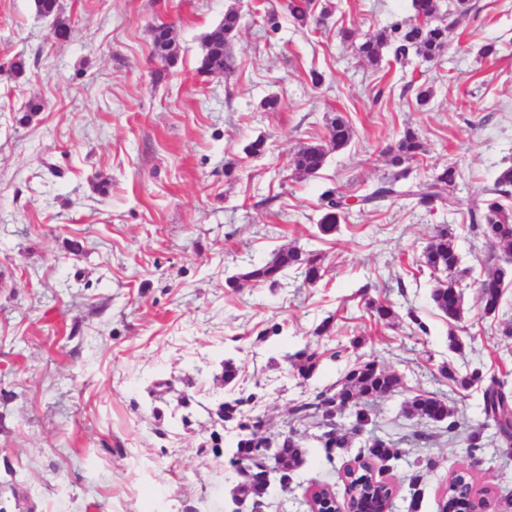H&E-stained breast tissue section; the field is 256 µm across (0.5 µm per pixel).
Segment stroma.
<instances>
[{
    "label": "stroma",
    "instance_id": "35a3bbf8",
    "mask_svg": "<svg viewBox=\"0 0 512 512\" xmlns=\"http://www.w3.org/2000/svg\"><path fill=\"white\" fill-rule=\"evenodd\" d=\"M285 2L59 0L71 36L58 41L34 0H0V512H229L245 479L230 463L241 432L218 407L242 393L263 436L293 428L307 448L281 507L264 512H307L320 484L344 499L340 475L356 448L326 462L318 420L290 410L367 360L402 382L371 404L376 435L406 454L375 464L396 487L391 512H413L407 463L418 457L432 466L414 512H440L463 467L490 488L489 512H512V453L492 430L472 450L403 408L427 392L472 430L485 379L512 384V335L502 315L484 314L477 288L512 256L471 230L466 210L430 213L402 199L318 230L321 193L357 196L389 174L383 151L409 127L426 145L414 177L453 163L455 195L483 198L512 161V0H471L439 60L413 56L386 73L339 30L376 33L409 17L411 0H329L313 33L286 21L270 29L266 11ZM230 9L241 18L235 68L197 75L202 37ZM160 23L175 40L167 68L153 57ZM490 43L497 53L483 57ZM20 55L28 67L18 77L10 64ZM422 85L433 93L424 106ZM271 97L277 107L264 108ZM32 100L44 109L21 123ZM333 112L349 120L350 144L329 152L318 177L294 179L292 156L325 139ZM260 137L265 153L247 155ZM436 224L449 226L460 259L453 329L416 265ZM291 246L323 253L320 282L290 273L275 287H227L248 261ZM374 301L393 303L395 325L376 321ZM308 345L320 365L306 380L282 354ZM228 358L238 371L230 385ZM444 365L483 380L461 389Z\"/></svg>",
    "mask_w": 512,
    "mask_h": 512
}]
</instances>
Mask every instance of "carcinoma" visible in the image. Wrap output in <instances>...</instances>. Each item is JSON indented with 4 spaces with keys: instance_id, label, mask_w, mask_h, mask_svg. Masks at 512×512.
<instances>
[{
    "instance_id": "1",
    "label": "carcinoma",
    "mask_w": 512,
    "mask_h": 512,
    "mask_svg": "<svg viewBox=\"0 0 512 512\" xmlns=\"http://www.w3.org/2000/svg\"><path fill=\"white\" fill-rule=\"evenodd\" d=\"M312 0H288V20L294 26L304 29L311 25L319 26L322 19L328 16V7L321 10V18H315L311 13ZM414 15L407 19L395 20L383 28L377 35L366 38L359 45L360 54L373 66L381 65L382 49H391L397 62H404L414 54L425 61L441 57L448 44V28L456 26L467 18L472 6L470 0H454L453 9L448 13L451 22L439 17L438 0H412ZM240 18L236 11L224 13V20L207 31L202 38V53L197 66L200 75H218L235 66V58L230 45L239 30ZM171 29L166 24H160L153 30V46L157 52L154 57L163 63H170L174 56ZM328 140L326 144H308L297 151L291 159V168L295 178L309 180L322 170L329 150L340 151L351 141L353 130L343 115L336 113L328 119ZM425 152V146L418 133L407 129L402 136L384 152L386 163L393 168L392 175L386 177L364 194L357 196V207L378 208L385 201L400 198L410 199L429 210L436 206L444 209L458 210L462 200L450 193L455 187L459 171L454 166H445L427 180L410 178V164ZM512 198V165L498 169L492 187L485 191L479 203L467 206L469 223L483 237L499 247L505 253L512 255V207L505 200ZM346 196L336 189H328L320 196L323 215L318 224L319 231L330 234L338 230L341 220L348 215ZM459 256L451 242V232L448 225L437 224L430 232L426 245L418 258V266L426 268L433 277L430 299L434 306L448 317L450 346L454 349L461 347L460 340L452 330L457 327L463 317L461 284L458 277ZM293 270L303 281L314 285L321 278L322 256L316 250H301L296 248L283 249L273 254L271 259L262 263H251L240 272L228 277L230 288H239L246 283L253 285L280 283L286 271ZM512 278V270L503 267L488 269L481 280L480 302L488 314H496L501 307V288L504 282ZM282 359L304 379L310 378L319 363L318 351L308 346L293 353L286 352ZM441 374L449 380L467 387L482 378V374L473 371L463 377L447 367L441 368ZM401 388V378L376 361L358 362L353 364L338 383L336 391L329 389L319 392L314 399L302 401L293 409L295 418L301 420L319 413L326 406L335 402L347 407L352 418L351 428L345 431H328L319 436L325 459L333 463L332 450L347 448L353 435L364 429L372 421L370 401L375 398L389 396ZM405 411L412 417L421 420L433 418L438 422H447L448 433L456 432L458 425L454 420V410L443 400L429 395L416 394L405 401ZM482 413L484 422L481 426L467 433L465 442L469 448L481 447L483 430L492 427L506 447H512V391L506 390V382L496 378L484 391ZM262 420L255 418L252 422L240 423L243 437L237 444V455L260 465L263 450L267 447L268 438L261 433ZM358 457L378 459L381 461L400 460L403 452L395 447L393 441L376 438L366 441L359 447ZM306 448L295 438V431L283 437L279 443V475L276 482L254 483L246 480L238 489L254 498H264L271 495L276 488L282 490L294 482L296 472L304 464ZM412 472L408 475L411 490L410 508L419 506V486L424 473L420 461L409 464ZM463 492L451 488L446 502L447 512H469L474 503L466 500L465 491L469 486L462 485ZM362 490L374 497L378 506H388V491L382 483L366 482Z\"/></svg>"
}]
</instances>
